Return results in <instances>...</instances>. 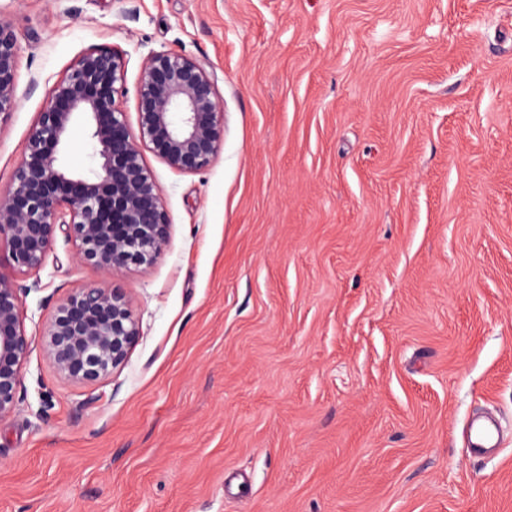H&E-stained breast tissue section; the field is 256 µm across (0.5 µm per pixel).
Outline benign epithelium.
I'll use <instances>...</instances> for the list:
<instances>
[{
    "instance_id": "7a95c632",
    "label": "benign epithelium",
    "mask_w": 512,
    "mask_h": 512,
    "mask_svg": "<svg viewBox=\"0 0 512 512\" xmlns=\"http://www.w3.org/2000/svg\"><path fill=\"white\" fill-rule=\"evenodd\" d=\"M17 60V35L0 18V126L17 106ZM125 75V56L113 48L81 54L48 89L12 184L0 195V245L13 270L0 272V420L19 408L31 349L15 275L40 270L60 234L74 243L79 263L105 277L152 265L168 245L170 218L146 153L195 174L224 149L223 99L205 64L171 49L148 52L134 130L121 106ZM80 117L89 121L88 167L75 175L61 148ZM41 336L60 376L94 385L125 363L141 326L120 289L89 285L72 289Z\"/></svg>"
}]
</instances>
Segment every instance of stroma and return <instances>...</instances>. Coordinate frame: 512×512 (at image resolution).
<instances>
[{
  "label": "stroma",
  "mask_w": 512,
  "mask_h": 512,
  "mask_svg": "<svg viewBox=\"0 0 512 512\" xmlns=\"http://www.w3.org/2000/svg\"><path fill=\"white\" fill-rule=\"evenodd\" d=\"M0 193L83 52L204 61L224 150L147 161L169 245L115 274L141 336L82 385L41 331L102 275L57 237L21 312L0 512H512V0H0ZM501 445L473 457L468 424ZM18 39L9 22L0 17V127L17 106Z\"/></svg>",
  "instance_id": "obj_1"
}]
</instances>
